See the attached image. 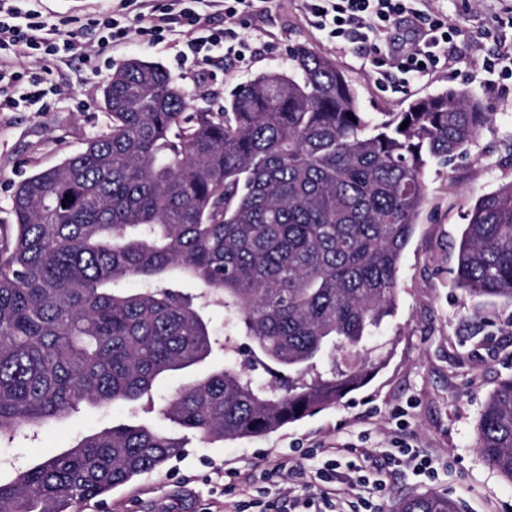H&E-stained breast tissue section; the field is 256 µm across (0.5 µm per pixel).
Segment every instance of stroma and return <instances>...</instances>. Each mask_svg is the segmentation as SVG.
Listing matches in <instances>:
<instances>
[{
  "instance_id": "1",
  "label": "stroma",
  "mask_w": 512,
  "mask_h": 512,
  "mask_svg": "<svg viewBox=\"0 0 512 512\" xmlns=\"http://www.w3.org/2000/svg\"><path fill=\"white\" fill-rule=\"evenodd\" d=\"M112 5L113 0L27 2L49 21L64 18L77 26ZM412 6L443 20L454 39L453 52L441 53L417 78L405 73L397 53L414 37L411 20L395 23L384 40L334 39L312 26L304 0H266L263 9L233 19L221 7L199 6L211 28L248 41L252 51L239 62L180 65L178 35L151 46L132 33L123 44L104 49L98 31L84 33L85 45L113 67L132 58L158 63L194 108H217L255 76L287 70L292 47L304 44L335 62L361 111L400 112L414 99L456 89L477 95L491 121L448 166L425 174V202L400 261L396 306L373 339L390 358L366 386L268 435L215 444L190 437L182 456L161 471L80 503L77 512H211L220 503L234 512L236 496L224 493L230 468L252 477L250 493L269 512H288L299 488L285 476L263 481L262 471L293 448L313 452V465H321L315 452L330 444L367 449L382 465L403 448L432 458L431 477L409 462L393 467L385 512L401 496L429 492L448 495L463 512H512V483L474 448L487 399L512 375V300L470 294L454 282L468 210L483 194L512 182V77L487 71L490 62L512 55V0H413ZM110 77V69L95 73L65 55L47 76V86L61 90L50 111L23 104L0 112V224L12 223V198L22 182L81 152L108 128L102 90ZM127 416L122 406L87 407L47 421L36 435L0 445V476L11 477L15 469Z\"/></svg>"
}]
</instances>
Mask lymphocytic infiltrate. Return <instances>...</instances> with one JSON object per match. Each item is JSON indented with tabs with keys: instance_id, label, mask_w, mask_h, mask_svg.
Segmentation results:
<instances>
[{
	"instance_id": "f902f5d3",
	"label": "lymphocytic infiltrate",
	"mask_w": 512,
	"mask_h": 512,
	"mask_svg": "<svg viewBox=\"0 0 512 512\" xmlns=\"http://www.w3.org/2000/svg\"><path fill=\"white\" fill-rule=\"evenodd\" d=\"M188 0H166L162 5H151L150 0H119L118 7L106 17L89 18L90 27L103 30V44L125 40L130 31L150 43L164 40L166 36L185 29L186 47L194 62H207L213 53L222 51L232 55L246 50V43L227 44L226 35L204 29V21L187 5ZM410 0H306L305 8L313 26L340 38L348 34L366 40L381 36L390 21L410 12ZM417 22V39L406 55L408 72H426L436 62L439 52L447 44L450 34L439 21L427 20L422 13H413ZM84 55L88 66H95L96 59L88 55L78 34L63 33L60 26L49 23L33 10L22 9L19 0H0V60L16 64L12 81H27L23 99H15L0 88V112L13 110L21 102L39 105L48 111L43 78L29 74L26 62L38 58L51 63L59 52ZM323 467L305 466L298 461L281 463V470L298 483L316 486L315 496L303 502L305 512H383L380 503L386 496V483L382 477L365 474L350 475L341 472L344 449L327 448Z\"/></svg>"
}]
</instances>
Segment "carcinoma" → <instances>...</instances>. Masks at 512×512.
Returning <instances> with one entry per match:
<instances>
[{"instance_id":"carcinoma-1","label":"carcinoma","mask_w":512,"mask_h":512,"mask_svg":"<svg viewBox=\"0 0 512 512\" xmlns=\"http://www.w3.org/2000/svg\"><path fill=\"white\" fill-rule=\"evenodd\" d=\"M289 60L220 111L191 112L161 66L133 58L104 92L112 125L16 189L15 224L0 228V442L85 405L154 411L160 378L210 358L212 300L244 359L160 405L181 435L133 413L0 479V512H75L160 469L190 434L273 433L386 362L369 360L367 343L392 312L425 173L490 115L473 93L444 90L378 119L329 57L300 45ZM467 220L455 283L512 299V183L481 196ZM185 279L195 294L176 289ZM475 448L512 482V376L487 400ZM392 512L458 506L428 493Z\"/></svg>"}]
</instances>
